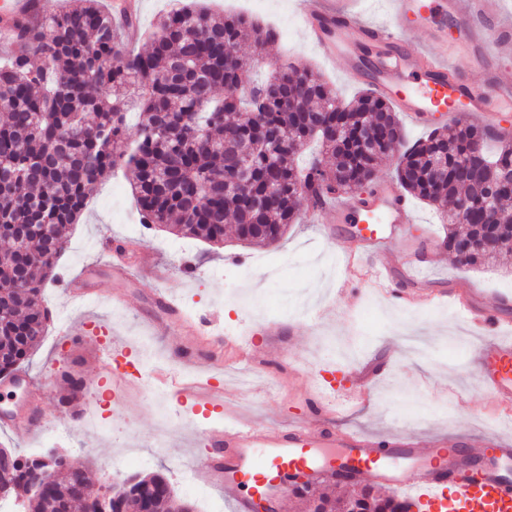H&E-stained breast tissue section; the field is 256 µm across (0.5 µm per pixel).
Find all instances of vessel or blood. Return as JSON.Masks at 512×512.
Here are the masks:
<instances>
[{
	"label": "vessel or blood",
	"instance_id": "1",
	"mask_svg": "<svg viewBox=\"0 0 512 512\" xmlns=\"http://www.w3.org/2000/svg\"><path fill=\"white\" fill-rule=\"evenodd\" d=\"M502 2L388 0V19L379 25L366 23L358 11L347 8L307 12L305 25L327 59L366 60L372 89L412 125L425 128L461 111L485 120L491 99H512V85L504 83L498 71L499 61L512 56V27L499 23ZM39 5L40 0H0V22L32 15ZM452 17L461 19L459 36L484 81L458 79L446 59L409 49L403 39L413 23L424 26L433 37H443ZM330 219L369 225L365 240L376 253L386 248L392 236H399L407 288H397L386 264L365 265L353 249L344 255L345 275L374 280L398 305L430 306L443 301L453 305L466 323L479 329L473 346L479 386L491 392L502 405L504 417L511 418L512 336L502 335L505 322L499 314L507 299L478 303L470 294L431 288L417 277L427 260L420 244L406 233L407 225L415 221L414 210L395 181H381L369 192L345 198ZM354 372L357 383L343 399L367 401L374 370L366 363L357 365ZM152 376L177 403L223 405L214 378L181 383L161 370ZM309 408L311 423L287 429L248 420L206 425V451L195 460V477L207 485H223L233 512H254L257 500L268 495L286 496L293 474L323 471L335 473L341 482L369 479L396 493L411 492L424 512H512V441L489 435L452 444L439 436L425 442L403 432L381 442L362 432H338L320 424L319 416L329 411L322 402H311Z\"/></svg>",
	"mask_w": 512,
	"mask_h": 512
}]
</instances>
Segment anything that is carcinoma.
I'll return each instance as SVG.
<instances>
[{
	"instance_id": "cac0c4a2",
	"label": "carcinoma",
	"mask_w": 512,
	"mask_h": 512,
	"mask_svg": "<svg viewBox=\"0 0 512 512\" xmlns=\"http://www.w3.org/2000/svg\"><path fill=\"white\" fill-rule=\"evenodd\" d=\"M178 2L149 32L146 53L122 43L100 0H72L59 12L11 24L14 53L0 63V112L8 114L0 125V240L10 243L0 252V372L20 369L42 342L50 319L44 289L58 281L66 229L100 182L131 176L140 224L221 244L230 217L238 239L274 247L300 220L301 201L321 206L369 187L379 163L403 142L396 113L372 92L344 104L320 76L292 65L245 83L236 48L246 39L260 51L275 32ZM132 95L137 138L129 154L116 156L110 146L126 135ZM313 138L319 156L302 168L296 155ZM500 165L512 167V139L467 121L433 130L397 157L400 187L448 223L463 200L472 201L466 232L446 239L464 267L488 263L512 240V195L491 196L475 180L480 167ZM439 166L448 177L436 178ZM487 206L504 223H482ZM62 381L67 403L86 388L77 372ZM10 455L11 491L38 481L53 512H102L83 494L86 471L67 454ZM167 482L161 471L142 475L108 510L197 512L170 495ZM293 497L305 512H383L393 501L358 482L342 497L315 496L307 487Z\"/></svg>"
}]
</instances>
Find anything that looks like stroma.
Returning <instances> with one entry per match:
<instances>
[{
	"mask_svg": "<svg viewBox=\"0 0 512 512\" xmlns=\"http://www.w3.org/2000/svg\"><path fill=\"white\" fill-rule=\"evenodd\" d=\"M303 0H199L201 7L222 14L239 15L273 28L276 40L262 60H255L250 43L236 55L246 75L256 79L293 63L308 66L350 101L368 87L361 72L345 61L326 59L311 41L302 19ZM410 48L446 57L462 76L477 79L468 50L449 33L447 41L434 42L425 29L406 36ZM419 217L412 225L415 241L430 245L428 276L436 285L475 295L512 296V263L468 268L448 253L443 240L448 227L434 207L417 200ZM134 199L124 178L98 184L78 222L70 228L68 247L58 270L69 276L96 261V239L110 236L116 243L128 240L126 220L132 217ZM303 221L291 225L278 249L239 241L233 226H226L223 245L173 236L164 231L139 235L140 274L128 282L113 280L99 271L95 286L100 295L80 305L67 304L60 287L47 286L44 297L51 308L70 319L69 334L49 325L41 345L25 370L44 384L36 403L45 405L49 422L29 434L0 426V447L28 453L38 439L50 437L53 424H63L65 437L52 439L53 447L86 465L92 481L112 480L115 464L130 462L131 473L164 471L174 479L191 463L195 432L209 417L208 411L171 405L162 416L150 392L139 380L128 383L110 402L99 401L111 389L101 365L118 344L136 345L148 338L154 352L185 380L202 379L209 359L200 351L197 364L180 360L186 346L178 325H151L150 299L156 286L150 270L164 263L170 274L167 288L191 316L204 315L224 327V333L249 339L255 350L248 386L236 379L234 352L224 348L223 419L245 415L252 420L287 426L310 417L307 399L319 396L324 384L337 392L351 385L344 366L372 359L379 374L369 402L337 406L325 421L332 428L363 432L380 440L399 429L416 430L422 440L442 435L449 441L482 435L512 438V421L503 420L495 398L480 389L475 364L464 343L473 330L448 304L397 310L375 284L356 281L338 285L342 251L354 234L352 225H338L327 235L311 203L303 205ZM191 260L195 275L182 273ZM118 296L122 305L112 306ZM76 371L87 387L70 405L60 403L61 374ZM183 499L197 501L195 492L173 486Z\"/></svg>",
	"mask_w": 512,
	"mask_h": 512,
	"instance_id": "1",
	"label": "stroma"
}]
</instances>
